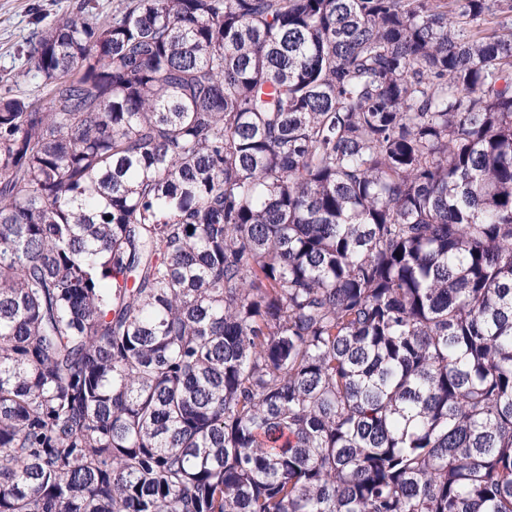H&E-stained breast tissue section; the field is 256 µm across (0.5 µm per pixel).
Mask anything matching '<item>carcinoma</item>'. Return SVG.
Here are the masks:
<instances>
[{
    "mask_svg": "<svg viewBox=\"0 0 512 512\" xmlns=\"http://www.w3.org/2000/svg\"><path fill=\"white\" fill-rule=\"evenodd\" d=\"M512 0L88 3L0 96V512H512Z\"/></svg>",
    "mask_w": 512,
    "mask_h": 512,
    "instance_id": "cac0c4a2",
    "label": "carcinoma"
}]
</instances>
